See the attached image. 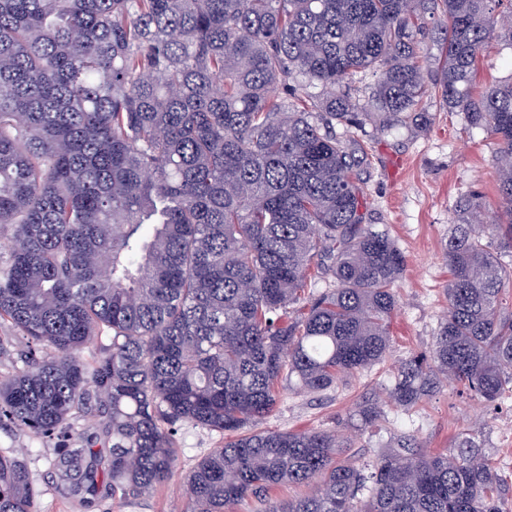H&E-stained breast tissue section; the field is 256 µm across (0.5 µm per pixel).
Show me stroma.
<instances>
[{
  "instance_id": "1",
  "label": "stroma",
  "mask_w": 512,
  "mask_h": 512,
  "mask_svg": "<svg viewBox=\"0 0 512 512\" xmlns=\"http://www.w3.org/2000/svg\"><path fill=\"white\" fill-rule=\"evenodd\" d=\"M510 77L512 47L491 41L479 63L476 87ZM360 141L366 150L361 173L365 221L387 231L406 259L396 283L399 308L390 327V355L384 364L321 393L285 386L274 411L259 427L336 431L350 441L348 455L362 462L373 460L394 434L415 435L434 452L454 447L467 435L504 468L512 485L510 400L494 406L446 389L410 413L386 408L385 420L364 431L358 430L353 415L362 394L391 386L403 359L429 351L447 307L444 290L450 274L443 248L451 224L458 220L457 204L465 197L477 199L478 208L468 216L473 224L488 223L499 207L497 141L482 129L468 127L461 113L449 112L437 97L423 102L416 122L392 132L365 121ZM176 441L177 466L168 483L146 498L106 500L100 512H188L185 477L201 457L223 445L224 437L185 425ZM58 445V440H43L13 424L0 427V453L22 459L31 478L45 490L34 512H81L73 499L55 490L50 461Z\"/></svg>"
}]
</instances>
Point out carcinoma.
Wrapping results in <instances>:
<instances>
[{
    "label": "carcinoma",
    "instance_id": "1",
    "mask_svg": "<svg viewBox=\"0 0 512 512\" xmlns=\"http://www.w3.org/2000/svg\"><path fill=\"white\" fill-rule=\"evenodd\" d=\"M500 2L0 0V227L14 235L0 321L22 340L0 423L63 438L59 491L85 512L149 496L192 425L226 440L187 477L191 512L245 498L260 512H512L468 438L428 454L402 435L365 467L333 431L254 429L283 385L321 392L387 357L406 261L364 223L355 134L372 112L414 120L432 95L497 139L508 221L469 224L477 204L460 202L447 312L388 398L410 411L448 383L489 404L512 395V264L494 254L512 249V81L472 92L489 41L512 46ZM431 38L445 56L428 84ZM367 70L379 80L356 104L342 87ZM315 280L326 288L290 311ZM89 414L100 432L72 433ZM355 416L374 426L382 400ZM39 496L0 454V512Z\"/></svg>",
    "mask_w": 512,
    "mask_h": 512
}]
</instances>
